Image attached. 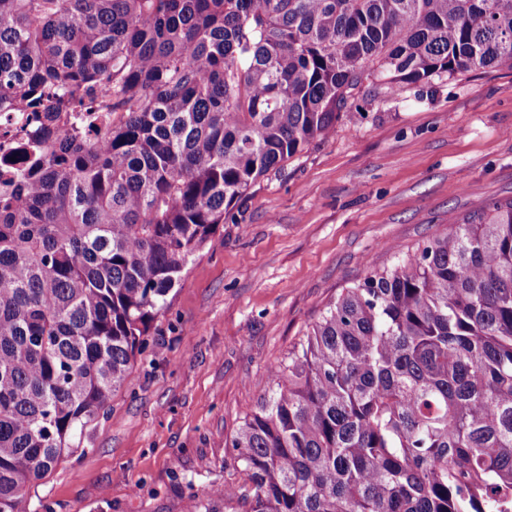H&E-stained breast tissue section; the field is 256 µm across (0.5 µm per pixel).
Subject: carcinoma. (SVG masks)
I'll return each instance as SVG.
<instances>
[{
  "label": "carcinoma",
  "mask_w": 512,
  "mask_h": 512,
  "mask_svg": "<svg viewBox=\"0 0 512 512\" xmlns=\"http://www.w3.org/2000/svg\"><path fill=\"white\" fill-rule=\"evenodd\" d=\"M512 69V0H0V512L125 384L188 263L367 81ZM243 512H512V201L342 289L230 441ZM30 112L0 113V156L3 159L15 150V144L25 136H34L36 132L28 124Z\"/></svg>",
  "instance_id": "carcinoma-1"
}]
</instances>
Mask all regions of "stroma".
Masks as SVG:
<instances>
[{
	"label": "stroma",
	"instance_id": "35a3bbf8",
	"mask_svg": "<svg viewBox=\"0 0 512 512\" xmlns=\"http://www.w3.org/2000/svg\"><path fill=\"white\" fill-rule=\"evenodd\" d=\"M512 199V71L363 84L332 136L262 177L188 265L82 448L18 512H223L266 376L371 266Z\"/></svg>",
	"mask_w": 512,
	"mask_h": 512
}]
</instances>
